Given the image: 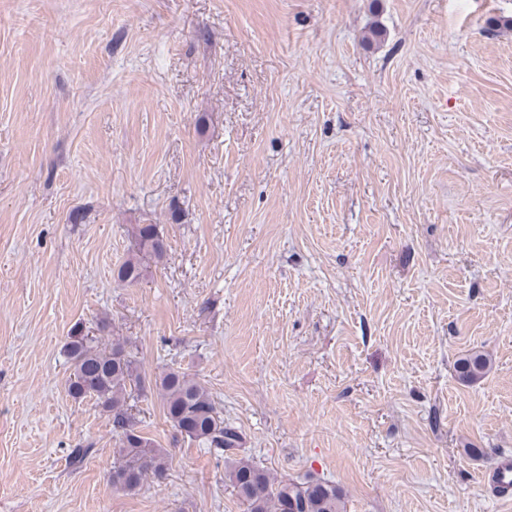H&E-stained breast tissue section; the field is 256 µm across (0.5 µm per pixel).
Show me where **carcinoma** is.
<instances>
[{
  "label": "carcinoma",
  "instance_id": "obj_1",
  "mask_svg": "<svg viewBox=\"0 0 512 512\" xmlns=\"http://www.w3.org/2000/svg\"><path fill=\"white\" fill-rule=\"evenodd\" d=\"M132 254L116 269V279L128 285L138 283L145 273L143 259L163 258L166 245L158 226L137 224L132 232ZM73 369L69 393L75 399H95L112 413L119 433L116 449L119 464L112 480L127 491L139 488L148 476L160 480L168 471V454L137 430L131 411L134 390H142L145 380L136 360L123 343L99 346L95 336H85L74 328L65 344ZM492 367L488 354L472 351L459 357L455 369L466 383L483 378ZM163 399L167 420L181 434L217 455L225 456L226 479L232 494L246 506V512H347L343 491L326 481L298 483L277 479L250 458L238 456L243 445L240 430L224 422L208 390L186 371L170 370L155 381Z\"/></svg>",
  "mask_w": 512,
  "mask_h": 512
}]
</instances>
